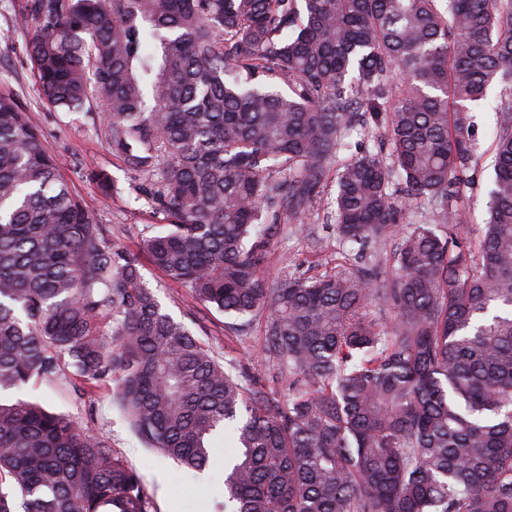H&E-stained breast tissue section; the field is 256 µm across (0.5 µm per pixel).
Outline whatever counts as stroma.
Segmentation results:
<instances>
[{
	"instance_id": "1",
	"label": "stroma",
	"mask_w": 512,
	"mask_h": 512,
	"mask_svg": "<svg viewBox=\"0 0 512 512\" xmlns=\"http://www.w3.org/2000/svg\"><path fill=\"white\" fill-rule=\"evenodd\" d=\"M25 3L26 0H0V83L8 86L20 103L32 111L48 148L69 178L73 191L90 203L95 221L111 225L118 244L135 248L143 226L154 221L152 213L143 202L135 200L128 174L115 164L91 119L81 115L65 118L43 104L25 52L33 29L19 27L16 23ZM471 123L476 142V165L473 184L464 200L467 220L459 228L464 237L475 235L482 228L494 178L495 114L490 106H483L472 112ZM90 169L105 170L116 182L117 194L99 199L96 186L85 176ZM335 195L336 179L331 176L310 218L285 225L281 230L266 269L269 279H277L285 268L296 274L318 275L335 265V253L320 252L315 248L317 241L328 243L335 237L332 205ZM141 273L146 285L156 292L162 307L176 318H194V332L217 358L234 360L248 372L254 390L287 397L288 379L281 376L278 361L264 354L259 327H252L247 335H235L225 328L223 314L207 309L189 288L169 281L147 262L143 263ZM25 395L39 400L51 411L71 416L91 432L104 434L117 455L142 475L156 512H222L223 448H214L213 465L204 479L199 480L173 461L142 447L113 405L110 388L95 390L96 412L91 416L82 405L75 403L69 387L58 382H37L26 390Z\"/></svg>"
}]
</instances>
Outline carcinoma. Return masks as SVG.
<instances>
[{
	"label": "carcinoma",
	"instance_id": "carcinoma-1",
	"mask_svg": "<svg viewBox=\"0 0 512 512\" xmlns=\"http://www.w3.org/2000/svg\"><path fill=\"white\" fill-rule=\"evenodd\" d=\"M43 102L104 107L158 219L95 222L0 87V512H155L106 436L19 394L63 379L187 469L229 435L224 512H512V0H27ZM496 102L488 220L461 239L469 112ZM353 128L374 146L342 159ZM336 168V264L265 274ZM87 178L117 192L102 170ZM418 203L448 224H412ZM232 320L263 318L285 400L221 362L140 257Z\"/></svg>",
	"mask_w": 512,
	"mask_h": 512
}]
</instances>
